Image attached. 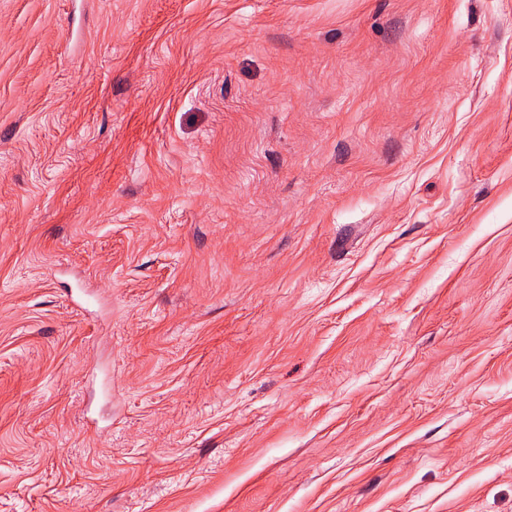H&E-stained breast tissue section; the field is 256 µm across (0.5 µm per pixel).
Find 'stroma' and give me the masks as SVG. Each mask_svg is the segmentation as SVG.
<instances>
[{"mask_svg":"<svg viewBox=\"0 0 512 512\" xmlns=\"http://www.w3.org/2000/svg\"><path fill=\"white\" fill-rule=\"evenodd\" d=\"M0 512H512V0H0Z\"/></svg>","mask_w":512,"mask_h":512,"instance_id":"1","label":"stroma"}]
</instances>
